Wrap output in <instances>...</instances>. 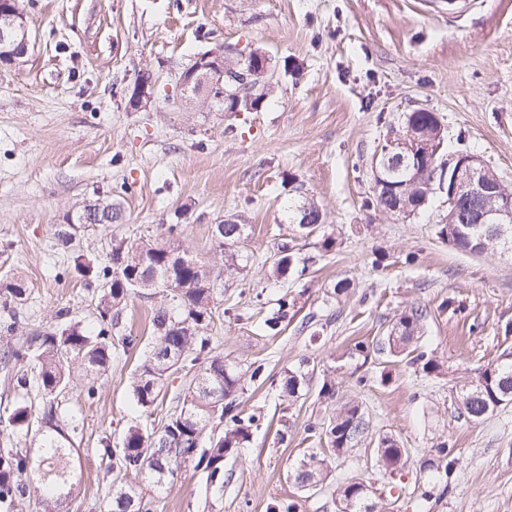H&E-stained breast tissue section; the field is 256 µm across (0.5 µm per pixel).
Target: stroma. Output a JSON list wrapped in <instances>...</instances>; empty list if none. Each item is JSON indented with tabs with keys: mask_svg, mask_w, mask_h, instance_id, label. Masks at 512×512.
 Wrapping results in <instances>:
<instances>
[{
	"mask_svg": "<svg viewBox=\"0 0 512 512\" xmlns=\"http://www.w3.org/2000/svg\"><path fill=\"white\" fill-rule=\"evenodd\" d=\"M32 47L20 67H0V284L21 280L22 301L0 305V329L14 339L71 322L95 323L99 289L77 272L58 275L75 253L101 262L113 241L156 243L169 225L204 261L222 256L214 224L235 219L246 233V265L224 276L208 329L227 363L264 365L268 382L237 399L260 417L249 441L224 459V484L194 465L146 487L158 512H267L275 501L298 512H337V482L369 477L370 501L389 490L372 472L379 435L410 451L397 512H512V407L477 424L459 420L455 388L512 352V258L463 253L438 240L445 194L402 219L368 206L372 158L406 113H437L445 151L479 155L512 190V0H19ZM220 48L257 49L271 59L267 101L255 112H227L192 95L183 75ZM153 94L131 106L135 83ZM88 200L106 201L121 223L55 238ZM314 202L323 226L302 235L289 206ZM336 246L326 252L323 236ZM294 239L304 276L273 280L266 259ZM351 283L334 295L339 280ZM288 301L278 335L264 321ZM449 309H442V302ZM172 303L164 288L137 290L112 327L133 337L99 381V397L80 389L63 408L83 440L73 492L63 512H100L115 485L99 441L119 443L127 427L160 432L170 402L136 411L130 379L151 340L150 316ZM427 318L420 340L441 369L428 375L357 342L386 335L404 308ZM312 378L295 399L279 383L295 368ZM336 386L321 396L323 382ZM365 410L368 428L352 452L329 459L330 480L300 489L291 473L319 448L315 428L346 402ZM456 446L453 483L428 496L420 468L437 444Z\"/></svg>",
	"mask_w": 512,
	"mask_h": 512,
	"instance_id": "35a3bbf8",
	"label": "stroma"
}]
</instances>
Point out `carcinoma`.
Masks as SVG:
<instances>
[{
	"instance_id": "cac0c4a2",
	"label": "carcinoma",
	"mask_w": 512,
	"mask_h": 512,
	"mask_svg": "<svg viewBox=\"0 0 512 512\" xmlns=\"http://www.w3.org/2000/svg\"><path fill=\"white\" fill-rule=\"evenodd\" d=\"M406 122L417 129L439 130L429 112H409ZM419 182L408 198L410 205L424 197L426 185L433 179V170L422 168ZM62 224L56 232L59 244L65 246L80 232L79 219ZM236 224L224 225V264L209 265L189 253L180 244L177 225L168 227L166 239L160 243H112L106 262L94 267L85 263L83 255L73 257V266L83 277H89L103 289L99 301V326L90 332L77 323H61L50 331H39L16 346L6 345L0 358L4 365H13L10 383L15 391L29 396L0 415V426L32 434L37 454L26 448H11L0 453V508L10 510L15 503L31 494L41 497L43 512H60V507L73 487L72 459L76 452L73 437L78 430L65 414L62 403L73 383L74 374L81 373L84 394L93 400L98 394L97 382L112 367V309L126 301L137 288H162L168 283L176 305L152 313V341L132 376L133 400L147 412L154 407L166 382L175 374L183 375L184 387L173 399L176 406L157 434H146L138 425L125 431L120 445L100 440L103 455L112 460V470L125 478L137 479L136 486L121 484L108 492L103 512H153V501L143 492V485L162 483L167 475L187 463L206 473L207 482L224 484V457L241 447L248 438V428L256 416L243 414L235 393L244 381H260L264 369L250 364L241 372L224 363V356L215 352L211 337L204 330L213 320L217 295L224 293V271L238 265L233 250L241 235ZM436 235L464 252L496 251L512 256V233L508 240L499 238L489 224H436ZM307 266L300 265L294 246L285 242L271 256V273L276 278L304 275ZM288 315V302L281 301L277 312L265 320V327L277 334ZM423 309L402 310L389 333L368 344L358 342L355 350L367 359L370 352H385L397 361L421 365L430 375L440 370L437 360L419 349ZM308 374L298 369L288 372L281 384L282 392L293 397L307 382ZM458 417L470 424L485 420L500 408L512 405V358L505 357L478 369L476 379L455 390ZM366 430L362 406L347 402L336 417L319 431L326 441L322 452L334 456L349 453ZM436 456L427 460L422 471L429 481L443 484L441 494L448 493L453 475L454 445L443 441L435 448ZM374 473L394 476L406 470L410 455L390 437L379 439L373 449ZM325 459L310 453L300 462L294 481L309 489L323 484L330 471ZM338 512H395V501L366 503L364 479L354 478L336 486Z\"/></svg>"
}]
</instances>
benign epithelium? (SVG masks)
<instances>
[{"mask_svg": "<svg viewBox=\"0 0 512 512\" xmlns=\"http://www.w3.org/2000/svg\"><path fill=\"white\" fill-rule=\"evenodd\" d=\"M30 47L29 25L26 15L19 9L17 0H0V64L17 65ZM248 69L243 71L247 90L236 91L238 100L246 103L249 112L259 110L262 92L255 79L271 75L269 56L261 51L245 55ZM206 78L210 96L224 98L225 78L224 53L210 51L201 55L184 74L189 85L197 79ZM439 146L430 133L417 131L411 126L402 127L381 148L372 161L374 191L386 197L396 195L399 186L393 184L392 174L406 169L415 171L419 164L439 165L444 174L441 180H433L428 191L437 193L448 190V215L440 218L442 224H511L512 195L504 190L497 176H489L488 166L474 153L459 151L448 159L437 158ZM462 198L468 200L464 209L458 206Z\"/></svg>", "mask_w": 512, "mask_h": 512, "instance_id": "1", "label": "benign epithelium"}]
</instances>
